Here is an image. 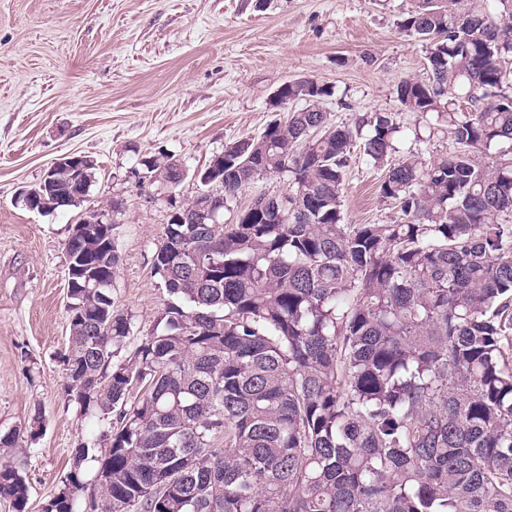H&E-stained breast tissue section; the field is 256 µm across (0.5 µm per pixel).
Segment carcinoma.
<instances>
[{"label": "carcinoma", "mask_w": 512, "mask_h": 512, "mask_svg": "<svg viewBox=\"0 0 512 512\" xmlns=\"http://www.w3.org/2000/svg\"><path fill=\"white\" fill-rule=\"evenodd\" d=\"M506 2L415 0L400 21L429 77L402 80L398 101L460 146L387 169L379 195L400 220L341 218L351 148L384 163L393 116L333 126L331 87L301 79L280 96L304 108L224 146V199L268 176L291 190L230 224L167 222L153 271L170 300L132 364L112 367L130 330L113 225L66 241L94 273L69 282L66 393L109 427L104 455L74 449L44 512H512ZM41 431L36 416L0 447L25 453ZM0 498L26 512L5 458Z\"/></svg>", "instance_id": "1"}]
</instances>
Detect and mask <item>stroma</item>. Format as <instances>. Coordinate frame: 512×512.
<instances>
[{"label":"stroma","instance_id":"obj_1","mask_svg":"<svg viewBox=\"0 0 512 512\" xmlns=\"http://www.w3.org/2000/svg\"><path fill=\"white\" fill-rule=\"evenodd\" d=\"M413 0H0V434L41 415L21 458L27 512H42L74 448L106 430L65 392V243L74 210L25 207L61 155L97 162L87 207L111 214L119 264L115 308L131 323L113 364L132 362L164 307L153 273L167 205L149 201L142 158L166 151L188 171L226 144L277 120L270 100L286 80L333 86L331 123L391 113L400 127L388 162H427L457 149L449 134L418 141L424 120L396 88L426 74V46L398 23ZM382 167L354 151L341 186L347 224H391ZM122 210L112 213V201Z\"/></svg>","mask_w":512,"mask_h":512}]
</instances>
